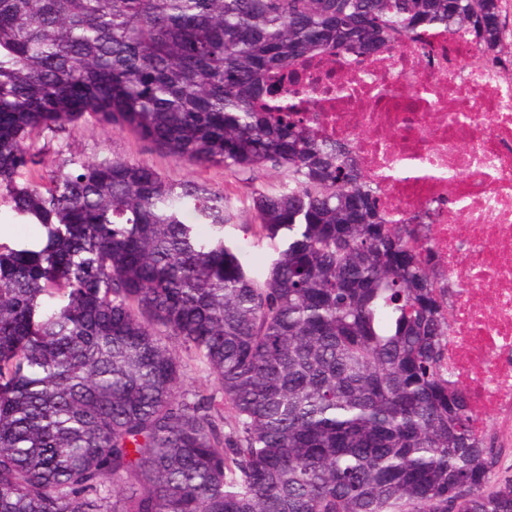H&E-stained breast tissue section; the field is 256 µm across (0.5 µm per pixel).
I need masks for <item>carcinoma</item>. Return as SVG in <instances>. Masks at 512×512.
<instances>
[{
  "instance_id": "cac0c4a2",
  "label": "carcinoma",
  "mask_w": 512,
  "mask_h": 512,
  "mask_svg": "<svg viewBox=\"0 0 512 512\" xmlns=\"http://www.w3.org/2000/svg\"><path fill=\"white\" fill-rule=\"evenodd\" d=\"M429 27L498 57L507 25L502 0H0V198L41 227L0 243V512H512L417 216L272 82ZM82 120L279 171L252 196L264 271L205 182L75 152L43 174L33 135ZM231 231L247 255L250 266L256 271H261L270 253L269 243L255 237L251 232L244 233L240 228L231 229ZM184 361L186 364V378L188 384L192 386L191 389H204L210 392L217 389L212 378L208 376V372L204 365L201 364L196 358L187 357L184 354Z\"/></svg>"
}]
</instances>
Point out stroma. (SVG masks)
<instances>
[{"mask_svg":"<svg viewBox=\"0 0 512 512\" xmlns=\"http://www.w3.org/2000/svg\"><path fill=\"white\" fill-rule=\"evenodd\" d=\"M37 144L42 147L45 163L50 167L56 166L58 151L70 150L88 158L114 155L144 162L175 181L206 182L227 197L236 225L234 234L247 255L249 264L254 270L263 269L270 246L267 241L243 232L242 227L255 221L252 189L277 190L283 180L279 172L271 169L259 171L255 173L252 184L248 185L243 183L240 176L224 170V168L179 164L155 151L150 144L138 139L128 131L103 128L83 121L68 126L63 134L54 136L46 133L41 135Z\"/></svg>","mask_w":512,"mask_h":512,"instance_id":"stroma-1","label":"stroma"}]
</instances>
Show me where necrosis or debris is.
<instances>
[{"label": "necrosis or debris", "instance_id": "4bbe7bcc", "mask_svg": "<svg viewBox=\"0 0 512 512\" xmlns=\"http://www.w3.org/2000/svg\"><path fill=\"white\" fill-rule=\"evenodd\" d=\"M317 136L346 143L394 215L418 216L448 283V370L512 468V68L465 29L298 61Z\"/></svg>", "mask_w": 512, "mask_h": 512}]
</instances>
